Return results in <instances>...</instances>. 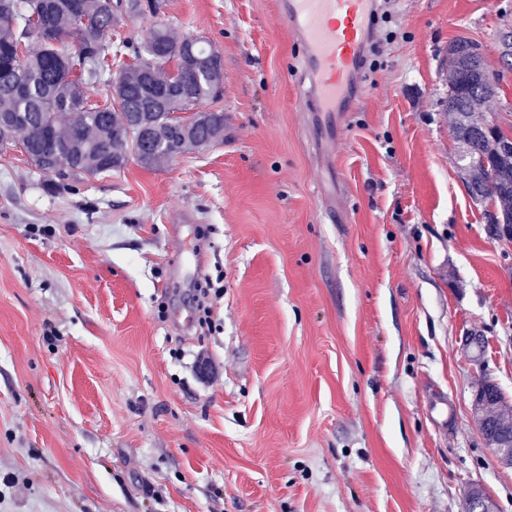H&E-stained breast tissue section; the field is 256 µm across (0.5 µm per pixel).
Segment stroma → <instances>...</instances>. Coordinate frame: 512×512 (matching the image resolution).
<instances>
[{
	"mask_svg": "<svg viewBox=\"0 0 512 512\" xmlns=\"http://www.w3.org/2000/svg\"><path fill=\"white\" fill-rule=\"evenodd\" d=\"M275 2L119 23L217 46L223 141L65 190L0 153V512H465L472 483L512 512L470 418L482 379L512 401V240L488 232L443 106L465 36L504 75L483 118L512 128V0H390L332 144ZM198 243L224 276L207 328Z\"/></svg>",
	"mask_w": 512,
	"mask_h": 512,
	"instance_id": "1",
	"label": "stroma"
}]
</instances>
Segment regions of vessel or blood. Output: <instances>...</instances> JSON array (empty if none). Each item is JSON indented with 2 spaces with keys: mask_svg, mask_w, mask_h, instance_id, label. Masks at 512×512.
I'll return each instance as SVG.
<instances>
[{
  "mask_svg": "<svg viewBox=\"0 0 512 512\" xmlns=\"http://www.w3.org/2000/svg\"><path fill=\"white\" fill-rule=\"evenodd\" d=\"M278 23L304 47L299 96L304 111L356 108L354 78L368 51L378 0H276Z\"/></svg>",
  "mask_w": 512,
  "mask_h": 512,
  "instance_id": "vessel-or-blood-1",
  "label": "vessel or blood"
}]
</instances>
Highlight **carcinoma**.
Here are the masks:
<instances>
[{
  "mask_svg": "<svg viewBox=\"0 0 512 512\" xmlns=\"http://www.w3.org/2000/svg\"><path fill=\"white\" fill-rule=\"evenodd\" d=\"M81 3L93 25L78 29L73 8ZM153 12L158 0H0V114L13 117L0 131V151L18 148L32 165L45 172L52 165L53 185L61 188L80 176L118 172L129 157L153 169L177 152L205 148L224 139V111H199L193 127L181 128L174 113L201 106L217 96L220 85L195 73L183 84L171 86L165 63L179 65L190 53H211L203 38H173L165 27L133 46L124 40L112 46V28L119 15ZM471 41L458 38L448 44L450 83L445 111L453 114L451 131L460 148L463 179L472 199L491 203L496 215H483L494 235H512V152L498 149L506 133L490 127L476 112L493 96L481 92L467 53ZM61 55L77 59L79 72L58 66ZM130 56L119 74L145 69L143 82L112 86V57ZM107 87L105 100L92 102L90 83ZM164 92L173 105L157 102ZM144 112L156 131L147 147L138 138L134 113ZM489 428L512 441V406L499 404L489 411Z\"/></svg>",
  "mask_w": 512,
  "mask_h": 512,
  "instance_id": "carcinoma-1",
  "label": "carcinoma"
}]
</instances>
